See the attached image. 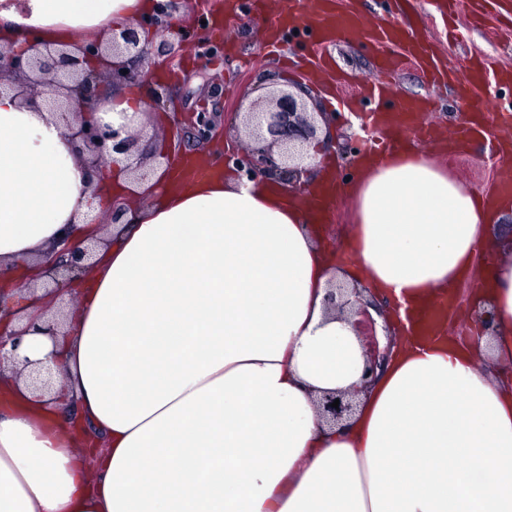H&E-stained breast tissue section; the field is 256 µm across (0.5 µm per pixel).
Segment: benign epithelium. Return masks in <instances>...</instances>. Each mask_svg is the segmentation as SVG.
<instances>
[{
    "mask_svg": "<svg viewBox=\"0 0 512 512\" xmlns=\"http://www.w3.org/2000/svg\"><path fill=\"white\" fill-rule=\"evenodd\" d=\"M176 2L161 0L154 17L147 22H132L113 33L106 46L94 41L82 43L74 51L47 48L32 53L0 46V88L7 82L24 83L29 88V102L33 107L43 104L59 113L74 149L80 155L89 156L90 168L97 176L104 175V169L123 163L135 181H146L154 167L147 162L148 153L140 148L141 138L130 127L131 119L124 116L122 122L115 125L88 121L83 114L98 109L100 79H106L114 90L149 77V71L134 66L136 62H146L151 55L149 42L142 39L140 33L166 36L172 30ZM243 115L252 144L232 156V160L248 178L276 179L298 171L309 161L307 146L315 139L317 128L301 97L281 90L264 105L249 103ZM62 252L68 254L67 260L49 254L43 261V286L55 295L63 294L68 275L76 276L88 268L86 261L90 257L89 249L80 245L67 243ZM349 314L364 350L362 379L368 384L389 357L395 335L384 329L386 343H381L376 322L362 303L349 307ZM24 367L28 368L30 385L45 389L51 384L54 369L61 368V362L51 367L26 359ZM336 399L339 400L337 408L332 406ZM321 409L326 422L338 426L353 415L356 402L342 392H328L322 398Z\"/></svg>",
    "mask_w": 512,
    "mask_h": 512,
    "instance_id": "obj_1",
    "label": "benign epithelium"
}]
</instances>
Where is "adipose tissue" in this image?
<instances>
[{
	"label": "adipose tissue",
	"instance_id": "obj_1",
	"mask_svg": "<svg viewBox=\"0 0 512 512\" xmlns=\"http://www.w3.org/2000/svg\"><path fill=\"white\" fill-rule=\"evenodd\" d=\"M153 0H0V44L108 43ZM196 156L158 166L134 223L91 211L131 179L92 176L59 119L0 88V316L23 340L0 363V512H512V237L435 155L359 164L345 257L313 227L308 196L282 182L207 178ZM96 238L63 334L45 324L37 267L63 237ZM475 304L493 329L456 341L401 331L405 310L438 301L479 253ZM401 305L378 326L396 347L371 383L336 284ZM63 366L34 390L23 360ZM357 393L344 426L322 392ZM76 403L100 447L57 411Z\"/></svg>",
	"mask_w": 512,
	"mask_h": 512
}]
</instances>
